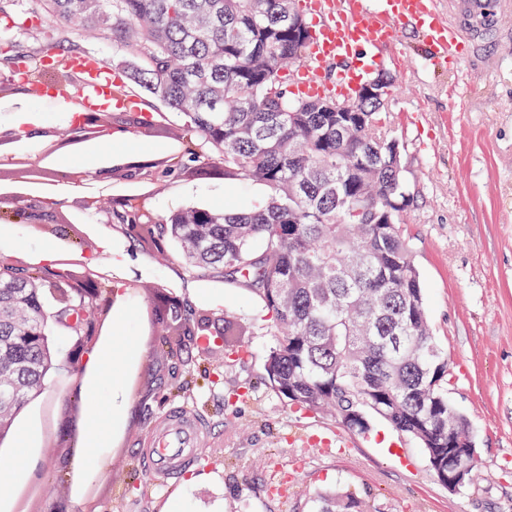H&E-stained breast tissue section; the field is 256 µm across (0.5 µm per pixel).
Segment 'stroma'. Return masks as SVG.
Here are the masks:
<instances>
[{"mask_svg":"<svg viewBox=\"0 0 512 512\" xmlns=\"http://www.w3.org/2000/svg\"><path fill=\"white\" fill-rule=\"evenodd\" d=\"M498 2L504 21L497 27L467 18L472 43L457 68L424 70V51L409 26L375 65L396 87L388 108L413 199L402 220L435 340L454 374L449 395L476 437L478 481L448 492L421 449L381 422L371 437L350 435L345 453L325 451L311 435L338 424L289 408L267 383L270 328L247 292L188 277L176 256L158 264L102 216L77 209L78 195L108 197L111 184L101 170L113 156L180 150V118L154 101L151 110L163 116L154 133L135 130L124 142L103 141L55 160L57 180L78 173L83 182L57 199L65 217L57 232L0 221V251L24 265L40 264L46 250L67 251L127 285L108 337L114 381H88L76 395L67 372L50 376L44 394L16 419L13 436L0 443V478L9 489L0 512H16L17 492L34 485L41 512L55 505L66 512H298L305 496L338 483L368 494L377 512H512V0ZM71 111L65 98H0V124L24 115L32 130L67 125ZM266 192L255 182L230 184L191 170L149 198L164 218L185 205L248 207ZM153 286L175 291L217 331L225 312L238 314L246 323L245 358L196 350L189 368L175 364L151 320ZM93 397L117 406L96 448L81 440ZM179 407L198 413L210 433L195 467L164 478L145 468L142 442L151 422ZM23 448L33 461L26 472L17 462Z\"/></svg>","mask_w":512,"mask_h":512,"instance_id":"stroma-1","label":"stroma"}]
</instances>
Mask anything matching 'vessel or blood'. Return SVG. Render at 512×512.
Instances as JSON below:
<instances>
[{
    "mask_svg": "<svg viewBox=\"0 0 512 512\" xmlns=\"http://www.w3.org/2000/svg\"><path fill=\"white\" fill-rule=\"evenodd\" d=\"M300 6L311 21L312 33L292 87L306 97L350 98L362 73L373 69V50L390 43L407 22L418 28L428 67L459 65L468 48L462 26L444 16L439 0H300ZM335 57L351 59L353 65L338 72L333 81H325L321 66ZM85 71L78 95L83 107L96 110L112 99L113 82L103 62H91ZM206 433L192 411H169L148 431L142 450L145 466L165 478L194 466Z\"/></svg>",
    "mask_w": 512,
    "mask_h": 512,
    "instance_id": "obj_1",
    "label": "vessel or blood"
}]
</instances>
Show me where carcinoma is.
<instances>
[{"label":"carcinoma","mask_w":512,"mask_h":512,"mask_svg":"<svg viewBox=\"0 0 512 512\" xmlns=\"http://www.w3.org/2000/svg\"><path fill=\"white\" fill-rule=\"evenodd\" d=\"M23 7L26 19L55 28V42L35 56L18 32L0 50V67L24 70L16 86L41 84L45 58L75 76L52 50L81 52L72 38L112 42L124 84L183 119V148L159 158L127 156L157 183L188 165L214 179L260 183L265 199L247 209L186 206L156 219L142 194L110 204L112 226L165 255L173 247L197 279L248 292L271 321L264 364L288 405L335 416L366 437L381 419L424 453L438 481L448 476V431L472 435L448 396V354L436 343L420 274L404 234L408 206L403 147L386 112L392 97L357 91L355 112L341 102L304 99L282 73L301 63L310 39L288 0H0V19ZM154 125L147 112L112 118ZM70 271L52 261L22 267L0 252V441L11 436L24 405L58 370L55 337L76 342L97 319L112 320L126 285L90 273L81 297L57 285ZM167 320L182 323L195 344L211 347L206 318L172 293ZM245 325L224 313V352L239 360ZM305 512H376L371 499L338 486L309 496Z\"/></svg>","instance_id":"1"}]
</instances>
